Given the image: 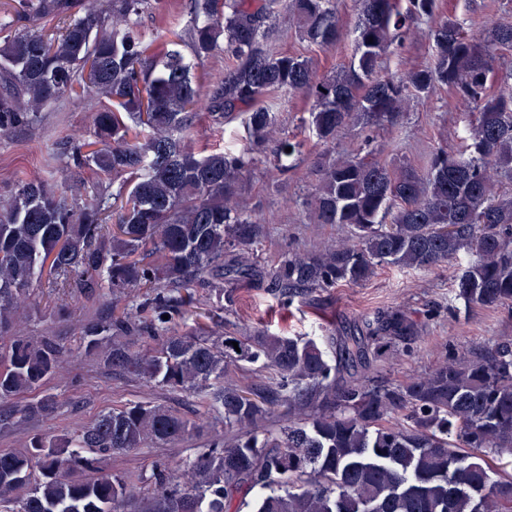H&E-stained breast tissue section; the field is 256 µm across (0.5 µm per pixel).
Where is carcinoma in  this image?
<instances>
[{
    "label": "carcinoma",
    "mask_w": 512,
    "mask_h": 512,
    "mask_svg": "<svg viewBox=\"0 0 512 512\" xmlns=\"http://www.w3.org/2000/svg\"><path fill=\"white\" fill-rule=\"evenodd\" d=\"M357 7L349 30L337 0H190L191 28L159 44L140 28L158 0H112L109 24L89 0H13L15 18L54 26L43 34L0 24V134L39 122L60 98L84 96L96 112V148L73 145L72 161L112 176L121 206L109 224L97 189L70 202V186L46 180L22 181L0 203V335L12 336L0 345V401L42 386L67 360L54 337L19 334V308L42 277L61 292L106 288L114 307L146 288L147 302L84 324L82 353L212 402L224 431L182 472L157 465L148 476L114 473L106 456L189 435L190 420L170 406L128 403L63 434L36 433L20 450H0V512H124L146 486L147 512H231L250 493L252 512H512L511 340L455 349L423 376L383 383L369 373V356L408 352L418 337L402 311L321 343L224 324L172 326L199 303L193 283L229 302L244 282L267 281L292 297L366 283L383 265L432 270L462 258L456 300L512 306V196L494 179L512 170V91L488 86L499 52L512 49V25L470 33L443 0ZM283 11L295 35L320 50L352 37L351 59L323 72L276 48ZM416 24L429 61L384 67ZM218 51L227 64L204 94L192 71ZM441 89L467 104L458 150L434 145L421 169L334 155L347 125L393 129L410 103ZM280 92L311 102L304 124L323 147L305 205L315 223L347 236L264 270L266 218L240 199L260 167L285 174L303 154L304 140L278 123ZM201 112L216 124L242 118L243 145L196 152L190 131ZM259 360L267 383L224 379L227 366ZM59 405L45 393L20 413Z\"/></svg>",
    "instance_id": "cac0c4a2"
}]
</instances>
